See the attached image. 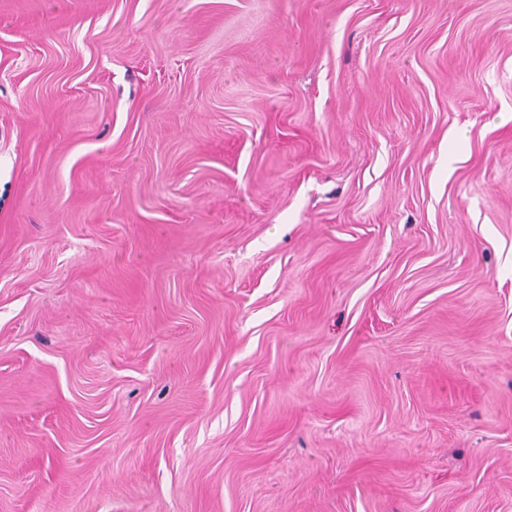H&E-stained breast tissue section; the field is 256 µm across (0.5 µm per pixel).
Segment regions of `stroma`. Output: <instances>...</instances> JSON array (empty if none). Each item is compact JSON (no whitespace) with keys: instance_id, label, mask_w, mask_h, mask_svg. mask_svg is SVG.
<instances>
[{"instance_id":"obj_1","label":"stroma","mask_w":512,"mask_h":512,"mask_svg":"<svg viewBox=\"0 0 512 512\" xmlns=\"http://www.w3.org/2000/svg\"><path fill=\"white\" fill-rule=\"evenodd\" d=\"M0 512H512V0H0Z\"/></svg>"}]
</instances>
